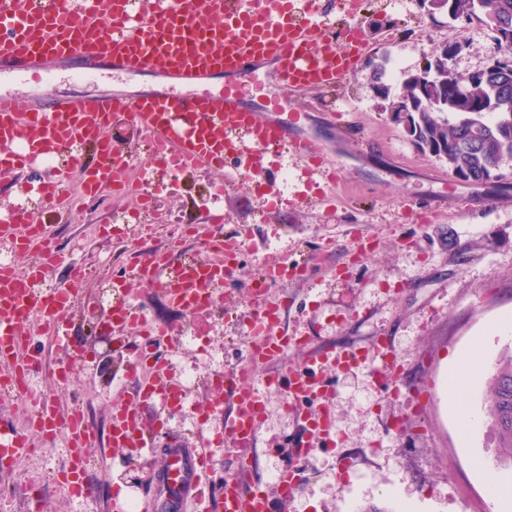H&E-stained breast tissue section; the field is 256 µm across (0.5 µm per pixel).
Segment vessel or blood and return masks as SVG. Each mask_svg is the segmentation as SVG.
I'll return each instance as SVG.
<instances>
[{
    "mask_svg": "<svg viewBox=\"0 0 512 512\" xmlns=\"http://www.w3.org/2000/svg\"><path fill=\"white\" fill-rule=\"evenodd\" d=\"M0 0V76L41 83L51 68L69 71L79 79L101 72L117 75L148 72L169 82L168 93L134 99L110 97L36 96L20 103L0 91V167L21 171L42 156L71 146L92 145L91 162L73 155L82 168L86 194L94 198L103 187L121 186V172L129 163L125 149L107 134L118 115L149 137L153 149L150 169L178 174L188 169L221 167L226 177H251L260 170L258 159L272 148L289 149L308 173L332 183L335 160L318 137L298 132L302 113L291 105L299 92L336 89L354 68V53L365 45L359 23L336 29L324 24L320 0H156L152 12L131 15L130 0ZM272 66L276 90L265 100L266 116H258L243 101L242 82L265 66ZM220 91H210L215 79ZM28 150L14 151L15 142ZM23 213L13 223L0 224V242L19 251L26 229ZM224 266L202 262L171 265L150 256L142 262L144 280H162L170 301L185 310H210L213 288L224 281ZM301 266L274 259L263 270L267 284L300 275ZM40 266L0 272V390L31 402L33 425L51 437L67 430V466L57 480L73 495H85L79 478L86 465V449L96 442L84 418L63 413L47 398L20 388L17 377L31 374V356L21 354L19 330L33 317H49L74 307L73 288L52 295L34 288ZM254 304L245 364L225 374L224 445L237 452V472L224 476L216 512H272L273 502L288 504L303 488L299 460L310 453L309 443L334 440V421L327 409L328 386L321 369L360 364L353 350H332L290 367L285 393L298 412L305 438L290 449V461L274 485L251 479L248 453L260 445L259 427L264 404L254 380L257 365L276 362L285 350L301 346L299 337L281 332L280 302L266 292L250 289ZM145 315L125 303L112 310V321L142 332ZM137 357L154 361L157 370L148 381L128 373L133 399L112 414L109 439L116 448L152 451L136 402L174 394L175 378L164 357L153 347L158 333H145ZM29 444L13 427L0 424V460L12 462L26 455ZM166 465L157 476V489L171 512H181L206 470L205 453L169 444Z\"/></svg>",
    "mask_w": 512,
    "mask_h": 512,
    "instance_id": "b4317fda",
    "label": "vessel or blood"
}]
</instances>
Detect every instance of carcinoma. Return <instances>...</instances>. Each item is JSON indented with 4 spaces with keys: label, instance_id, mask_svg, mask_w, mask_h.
<instances>
[{
    "label": "carcinoma",
    "instance_id": "obj_1",
    "mask_svg": "<svg viewBox=\"0 0 512 512\" xmlns=\"http://www.w3.org/2000/svg\"><path fill=\"white\" fill-rule=\"evenodd\" d=\"M416 5L453 23L478 22L494 33L498 55L478 76L462 78L449 64L443 48L433 62L417 71L400 73L401 91L392 95L385 79L389 57L370 63V85L381 107L406 112L407 135L414 146L448 165L465 184L501 180L503 163L512 162V0H426ZM484 410L498 440V461L512 467V355L506 354L487 382Z\"/></svg>",
    "mask_w": 512,
    "mask_h": 512
}]
</instances>
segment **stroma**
<instances>
[{
  "label": "stroma",
  "instance_id": "obj_1",
  "mask_svg": "<svg viewBox=\"0 0 512 512\" xmlns=\"http://www.w3.org/2000/svg\"><path fill=\"white\" fill-rule=\"evenodd\" d=\"M356 0L352 7L368 47L336 96L310 91L299 99L304 112L301 132L325 140L333 151L336 187L318 182L286 151L266 154L261 172L224 189L212 203L209 186L222 171L204 169L184 175L178 191L158 202V220L134 221L125 195H105L84 204L58 202L26 194L34 173L0 169V213L24 206L28 223L47 224L55 258L46 268L45 288L64 284L71 267L85 271L79 303L57 314L67 327L70 351L57 350L45 321L35 317L21 328L25 343L39 351L37 390L61 411L83 409L98 435L87 450L85 483L96 494L77 499L56 481L67 464L64 437L46 440L26 426L21 399L0 395V420L10 421L34 452L15 468H0V512H112L113 488L134 496L150 512L155 474L165 465L163 453L141 459L131 448H112L107 437L112 413L124 400L118 382L129 358L109 340L98 312L109 299L114 272L130 283L128 299L153 317L166 333L157 354L170 353V342L193 331L205 354H187L186 364L199 373L231 370L244 363L246 343L239 316L251 298L245 285L256 278L267 256L302 261L319 257L318 268L271 287L281 301V326L304 340L283 361L262 366L257 378L266 412L260 447L252 456L253 476L273 481L300 436L295 414L277 405L290 366L308 355L332 349L365 354L361 365L326 369L333 387L327 405L336 425L335 444L313 445L302 462L308 483L288 512H512V501L498 506L487 492L490 482L512 485V469L497 465V440L488 424L462 437L459 416L448 411V369L468 348L491 365L512 349V331L494 334L490 325L512 315V173L479 185L462 184L442 162L419 152L403 125L394 123L373 96L369 62L380 55L422 69L442 48L452 51L460 72L485 68L497 53L492 33L479 23L468 27L432 17L405 0ZM163 80L142 73L103 74L92 81L55 72L42 91L49 96L99 94L128 98L164 90ZM336 100L337 115L323 106ZM350 123L360 148L337 139L336 126ZM288 173V206H270L268 186L280 171ZM224 211L222 225L209 223L213 209ZM194 226L179 237L178 225ZM242 239L244 246L216 289L220 308L187 317L170 304L164 290L144 284L138 257L167 252L179 261L194 254L200 241L214 235ZM387 337L396 357L397 393L378 381L379 364L371 357L378 337ZM196 414L164 415L155 400L140 402L145 431L161 429L195 445L197 424L215 442L210 448L211 474L206 495L218 479L233 474L232 454L216 438L224 432L219 403L223 388L203 384L191 393ZM398 430H391V423Z\"/></svg>",
  "mask_w": 512,
  "mask_h": 512
}]
</instances>
